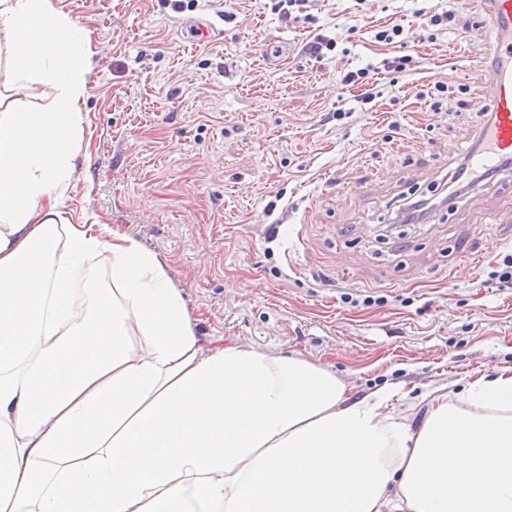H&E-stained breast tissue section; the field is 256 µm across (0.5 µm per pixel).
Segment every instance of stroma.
I'll return each mask as SVG.
<instances>
[{"label":"stroma","mask_w":512,"mask_h":512,"mask_svg":"<svg viewBox=\"0 0 512 512\" xmlns=\"http://www.w3.org/2000/svg\"><path fill=\"white\" fill-rule=\"evenodd\" d=\"M91 41L80 152L63 199L73 224H107L158 253L203 340L301 355L351 394L413 398L512 366V288L489 273L512 240L498 182L431 224H387L388 206L441 191L489 92L484 18L457 0H53ZM455 10L452 29L428 27ZM208 21L207 32L197 25ZM397 23L395 48L374 40ZM335 42L317 56L316 36ZM361 103L344 73L385 54ZM440 80L453 95L436 106ZM382 295V304L362 300Z\"/></svg>","instance_id":"1"}]
</instances>
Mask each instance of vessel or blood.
I'll use <instances>...</instances> for the list:
<instances>
[{
    "mask_svg": "<svg viewBox=\"0 0 512 512\" xmlns=\"http://www.w3.org/2000/svg\"><path fill=\"white\" fill-rule=\"evenodd\" d=\"M470 11L488 15L495 31V62L488 70L492 93L478 110L490 114L482 123L476 140L482 145L471 162L480 171L490 169L501 157L512 156V0H462Z\"/></svg>",
    "mask_w": 512,
    "mask_h": 512,
    "instance_id": "vessel-or-blood-1",
    "label": "vessel or blood"
}]
</instances>
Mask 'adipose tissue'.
Instances as JSON below:
<instances>
[{
	"instance_id": "1",
	"label": "adipose tissue",
	"mask_w": 512,
	"mask_h": 512,
	"mask_svg": "<svg viewBox=\"0 0 512 512\" xmlns=\"http://www.w3.org/2000/svg\"><path fill=\"white\" fill-rule=\"evenodd\" d=\"M0 512H512V366L435 394L419 426L333 371L197 336L165 261L67 223L86 31L0 0ZM105 257L112 286L76 275ZM138 341H131V334Z\"/></svg>"
}]
</instances>
